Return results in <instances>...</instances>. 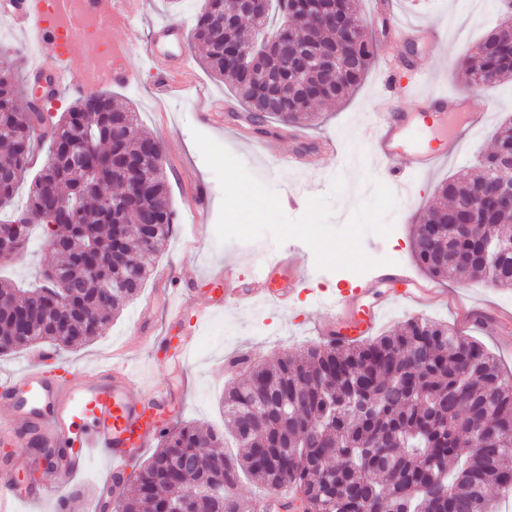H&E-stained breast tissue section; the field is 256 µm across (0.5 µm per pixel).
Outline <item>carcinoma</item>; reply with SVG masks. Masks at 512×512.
Segmentation results:
<instances>
[{
  "label": "carcinoma",
  "mask_w": 512,
  "mask_h": 512,
  "mask_svg": "<svg viewBox=\"0 0 512 512\" xmlns=\"http://www.w3.org/2000/svg\"><path fill=\"white\" fill-rule=\"evenodd\" d=\"M228 9L229 0H202L191 36L203 66L231 83L247 106L242 119L259 134L271 133L272 120L306 125L315 105L348 99L376 57L362 32L345 43L320 20L329 11L358 14V0H303L295 6L299 42L311 54L335 50L337 62L296 74L271 49L264 68L275 76L273 89L226 60L225 48L243 44L240 22H224ZM18 57L0 59V196L11 199L30 170L40 128L50 155L12 223L62 226L65 237L47 243L66 263L43 269L27 288L0 287V355L36 343L78 347L102 335L139 295L174 224L162 163L140 162L161 145L139 129L136 112L104 91L78 98L56 122L32 104L23 111ZM461 66L471 81L512 80V39L494 31ZM71 149L84 152L82 166H70ZM510 163L512 119L476 166L438 185L440 202L412 231L413 255L429 278L453 272L512 288V209L486 199L448 223L459 200L489 194V176ZM131 182L144 191L131 194ZM0 228V254L21 259L29 235ZM107 281L110 299L100 293ZM224 408L236 454L212 452L223 445L216 432L178 424L136 466L115 512H161L187 497L190 512H256L239 493L243 475L269 491L288 489V507L297 501L304 512H363L368 503L374 512H499L492 492L512 494V372L443 323L411 319L372 340L249 360L246 376L225 389ZM220 483L224 496L207 494Z\"/></svg>",
  "instance_id": "1"
}]
</instances>
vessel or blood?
<instances>
[{"mask_svg": "<svg viewBox=\"0 0 512 512\" xmlns=\"http://www.w3.org/2000/svg\"><path fill=\"white\" fill-rule=\"evenodd\" d=\"M85 4L90 13L100 15L103 24L115 26L126 24L137 14L142 0H121L120 9L105 14L100 11V0H85ZM6 16L16 30L37 44L42 54L54 57L59 82L78 92L87 87V63L75 62L68 39L45 21L37 0H21ZM171 38L185 40V27L179 23L159 24L145 47V55L156 72V93L161 97L187 73L186 61L175 66L162 62V45ZM414 86L420 98L428 102L426 111L410 112L396 105L378 113L360 132L361 143L373 162L372 174L387 179L397 190L407 187L413 178L432 172L447 158L449 149L460 148L490 117L486 110L470 113L467 124L453 135L450 146L411 147L409 134L414 128L447 130L449 113L464 106L458 95L431 90L430 80L423 74H415ZM282 264L281 252L272 253L254 265L251 278L245 283L240 282L235 264H224L210 274L209 280L225 285V293L204 299L189 291L178 293L176 300L166 303L170 327H177L189 311L200 323L245 301L283 303L288 290L298 289L308 277L300 274L289 288L276 287L274 275ZM378 277L384 282L403 284L401 297L412 307L437 296L431 284L414 280L402 264L381 269ZM320 305L332 321L327 335L343 342L370 335L382 314L381 308L365 304L364 291L358 287L337 289ZM54 358L52 350H39L32 366L0 378V408L7 412L0 419V446L10 448L18 442L23 447L21 453L0 463V512H15L19 502L35 506L48 502L53 512H69L67 490L95 458L107 464L108 484H116L124 475L123 464L160 437L165 416L181 398L177 388L141 384L120 352L91 370L77 364L60 372L48 369V361ZM32 446L45 449V458L28 456L26 450ZM36 465L43 468L40 484H23V473Z\"/></svg>", "mask_w": 512, "mask_h": 512, "instance_id": "vessel-or-blood-1", "label": "vessel or blood"}]
</instances>
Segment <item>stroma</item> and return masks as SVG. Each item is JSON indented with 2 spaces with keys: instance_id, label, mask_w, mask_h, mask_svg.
Here are the masks:
<instances>
[{
  "instance_id": "obj_1",
  "label": "stroma",
  "mask_w": 512,
  "mask_h": 512,
  "mask_svg": "<svg viewBox=\"0 0 512 512\" xmlns=\"http://www.w3.org/2000/svg\"><path fill=\"white\" fill-rule=\"evenodd\" d=\"M201 0H183L179 11L169 10L165 0H146V7L124 26H99V42L124 47L121 63L132 76L128 84H112L108 90L116 102L129 105L138 113L141 127L156 136L162 144L163 167L170 186L171 203L175 212L172 234L158 253L154 273L144 284L139 296L115 317L107 331L92 342L61 352V364L80 363L88 366L105 361L113 352L125 349L140 336H161L165 330L160 318L137 324L139 311L152 299L157 288L199 286L208 288L206 275L224 261H235L241 273H249L258 257L275 250V242L267 245L251 242L219 243L215 227L222 198L219 183L203 160L194 143L193 131H200L225 146L245 164L252 174L260 175L262 184L284 193L292 188L304 198L328 197L332 205L330 225H342L359 200L353 185L359 181L358 170L349 162L346 134L358 133L362 124L374 113L385 111L391 102H398L408 111L423 107L414 96L411 77L420 71L431 80L436 91L465 97L472 110L490 109L487 124L474 132L455 159L444 164L431 175L414 179L408 195L397 196L396 207L390 219L394 225L388 237L374 234L363 239V249L373 258L387 257L407 266H414L411 232L415 216L435 200L437 186L448 177L466 172L483 153L491 150L493 134L506 118L512 117V83L485 86L469 91L459 73L461 58L489 33L497 19L494 8H487L479 17L464 12V0H401L405 17L418 24L447 23L449 16L458 14L464 20L457 35L449 37L444 54L431 53L423 41H415L414 51L406 67L400 68L401 84L393 99L379 92L380 74L371 68L355 96L345 104L321 107L320 119L300 128L276 127L267 135L266 151L251 147L252 133L244 122L233 118L241 104L228 86L213 78L198 61V50L188 52L191 80L185 81L180 91L164 99H157L154 89L155 74L142 52V45L151 29L162 22H179L192 27ZM208 93L226 109L213 122L199 121L198 114L205 104L201 93ZM337 139L340 152L335 156L322 155L321 137ZM278 153L305 156L306 162L294 167L272 169V157ZM209 191L208 211L196 218L190 200L197 185ZM365 285L371 290V299H383L386 307L379 325L380 332L400 326L407 320L422 317L438 319L461 329L466 335L482 342L495 354L503 367L512 368V325L490 321L484 324L462 323L455 308L440 303L420 310L404 306L398 300V288L376 282L374 271L357 274L349 270L319 271L314 287L332 291L348 285ZM444 289L459 295L463 304L478 307L495 314H512V288H495L481 281L462 282L448 277ZM327 322L320 304L312 296H297L291 308L282 310L269 304L231 309L212 316L199 329L196 344L189 356V370L181 376L173 375L165 367L154 363L146 351L133 353L135 372L145 384L156 388L181 385L184 397L172 414V423L186 421L216 432L224 430L222 400L225 388L233 376L225 369L231 356L241 350L249 351L253 359L271 361L301 348L324 343L320 329Z\"/></svg>"
}]
</instances>
